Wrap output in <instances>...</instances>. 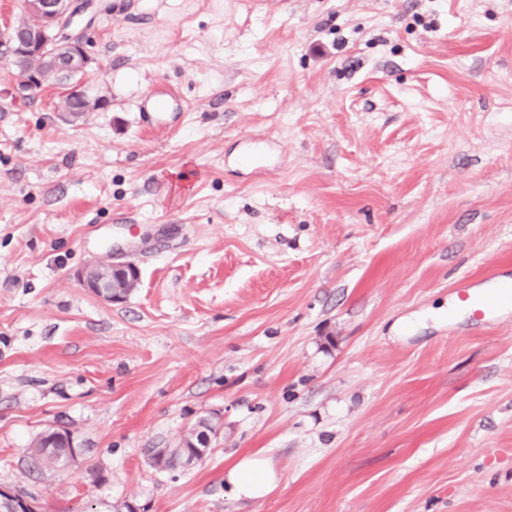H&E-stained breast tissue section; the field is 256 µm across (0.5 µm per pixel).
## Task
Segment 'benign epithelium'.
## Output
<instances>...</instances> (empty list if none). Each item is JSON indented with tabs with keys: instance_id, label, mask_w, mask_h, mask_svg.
<instances>
[{
	"instance_id": "benign-epithelium-1",
	"label": "benign epithelium",
	"mask_w": 512,
	"mask_h": 512,
	"mask_svg": "<svg viewBox=\"0 0 512 512\" xmlns=\"http://www.w3.org/2000/svg\"><path fill=\"white\" fill-rule=\"evenodd\" d=\"M93 6V0H25L27 12L34 22L30 24L31 37L23 42L10 39L8 55L11 64L22 58H39L37 64L19 69L17 96L27 98L30 92L43 86L54 71L79 73L86 70L91 58L86 50L87 37L79 27V18ZM86 288L108 302H121L135 288L139 270L132 262L101 264L92 262L81 272ZM213 426L204 421L189 437L191 447L197 449L194 458L203 456L209 447ZM61 441L67 450L64 467H69L77 456L71 434L54 431L50 442ZM0 512H40L39 503L30 497L0 490Z\"/></svg>"
}]
</instances>
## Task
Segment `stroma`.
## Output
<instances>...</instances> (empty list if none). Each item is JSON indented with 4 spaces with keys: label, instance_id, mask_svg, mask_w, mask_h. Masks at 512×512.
I'll return each instance as SVG.
<instances>
[{
    "label": "stroma",
    "instance_id": "35a3bbf8",
    "mask_svg": "<svg viewBox=\"0 0 512 512\" xmlns=\"http://www.w3.org/2000/svg\"><path fill=\"white\" fill-rule=\"evenodd\" d=\"M0 63V488L42 512H512V0H98ZM166 234L167 246L149 243ZM140 283L109 303L105 258ZM202 461L158 471L200 420ZM79 447L29 468L47 429ZM261 453L279 481L237 500ZM93 6V0H25L27 12L34 19L30 23L31 37L15 42L14 28L10 34L8 55L11 64L21 58L38 57L37 64L19 68L16 93L27 98L30 92L41 88L54 71L84 72L91 62L86 50L87 37L79 28V18ZM139 270L132 262L101 264L92 262L81 272L86 288L108 302H121L135 288ZM277 482L278 476L271 463L256 454H244L224 470V485L238 499L262 497Z\"/></svg>",
    "mask_w": 512,
    "mask_h": 512
}]
</instances>
